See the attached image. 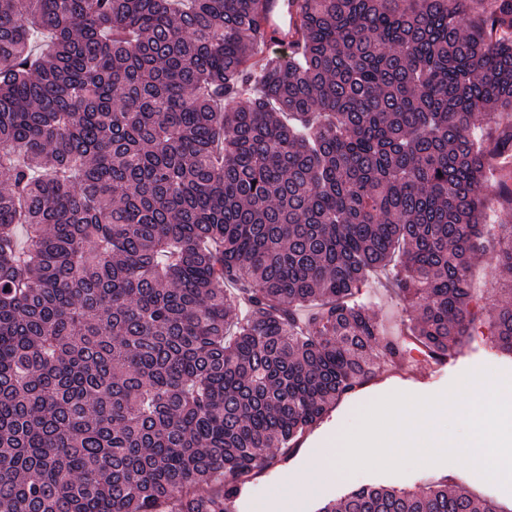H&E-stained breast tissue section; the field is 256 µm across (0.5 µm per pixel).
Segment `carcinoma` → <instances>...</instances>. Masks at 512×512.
<instances>
[{"label": "carcinoma", "mask_w": 512, "mask_h": 512, "mask_svg": "<svg viewBox=\"0 0 512 512\" xmlns=\"http://www.w3.org/2000/svg\"><path fill=\"white\" fill-rule=\"evenodd\" d=\"M266 35L260 0H0V512H233L373 352L473 335L512 0H303L286 63ZM393 261L394 338L356 298ZM494 279L512 356V224ZM320 512L500 510L439 484Z\"/></svg>", "instance_id": "carcinoma-1"}]
</instances>
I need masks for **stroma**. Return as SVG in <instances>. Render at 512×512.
<instances>
[{"instance_id":"obj_1","label":"stroma","mask_w":512,"mask_h":512,"mask_svg":"<svg viewBox=\"0 0 512 512\" xmlns=\"http://www.w3.org/2000/svg\"><path fill=\"white\" fill-rule=\"evenodd\" d=\"M358 297L367 305L387 335H398L405 309L385 275L366 281ZM493 368L496 379H512V357L493 348L489 336H476L456 355L428 364L414 356L410 370L392 369L381 378L355 388L332 405L323 421L306 434L296 448L278 455L275 463L260 469L241 491L235 512H317L325 503L340 499L349 491L364 485H377L412 491L424 484L454 479L475 495L493 500L504 512H512V490L487 482L474 469L460 466L456 476H449L446 465L419 466L401 474L358 471L343 473L339 479L326 482L316 494L289 496L288 487L308 469L311 454L319 448L335 451L337 436L358 423L360 411L376 400L394 392L419 396L437 395L458 385L471 371Z\"/></svg>"}]
</instances>
